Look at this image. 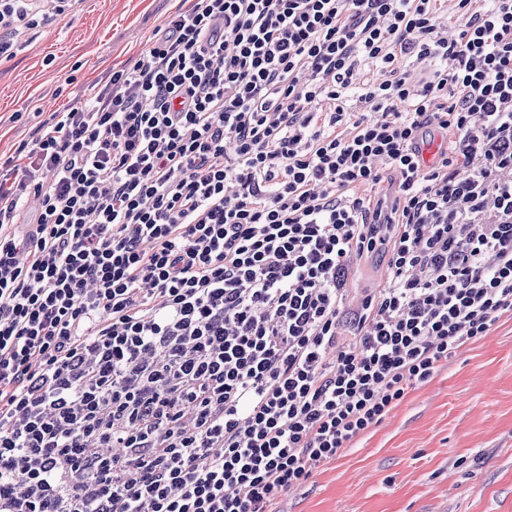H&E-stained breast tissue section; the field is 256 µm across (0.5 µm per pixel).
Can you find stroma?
Wrapping results in <instances>:
<instances>
[{"mask_svg": "<svg viewBox=\"0 0 512 512\" xmlns=\"http://www.w3.org/2000/svg\"><path fill=\"white\" fill-rule=\"evenodd\" d=\"M191 0H79L0 61V159L132 68ZM279 512H512V318L458 349Z\"/></svg>", "mask_w": 512, "mask_h": 512, "instance_id": "obj_1", "label": "stroma"}]
</instances>
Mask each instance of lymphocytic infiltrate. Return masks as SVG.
<instances>
[{"label":"lymphocytic infiltrate","instance_id":"obj_1","mask_svg":"<svg viewBox=\"0 0 512 512\" xmlns=\"http://www.w3.org/2000/svg\"><path fill=\"white\" fill-rule=\"evenodd\" d=\"M506 316L512 0H194L0 172V512H266ZM357 276L351 288H357V293L367 288H376L383 283L387 277V269L375 258H363L357 262Z\"/></svg>","mask_w":512,"mask_h":512}]
</instances>
